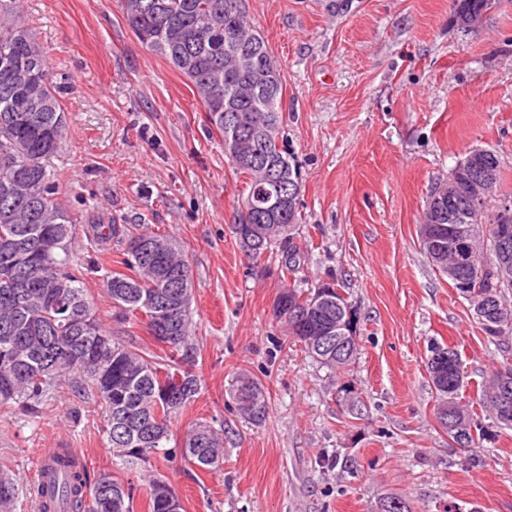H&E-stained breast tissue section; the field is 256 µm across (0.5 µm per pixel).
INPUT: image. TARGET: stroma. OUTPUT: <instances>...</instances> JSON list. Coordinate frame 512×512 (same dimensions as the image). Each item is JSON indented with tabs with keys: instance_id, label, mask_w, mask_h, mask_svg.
I'll return each mask as SVG.
<instances>
[{
	"instance_id": "obj_1",
	"label": "stroma",
	"mask_w": 512,
	"mask_h": 512,
	"mask_svg": "<svg viewBox=\"0 0 512 512\" xmlns=\"http://www.w3.org/2000/svg\"><path fill=\"white\" fill-rule=\"evenodd\" d=\"M286 86L284 143L302 175L298 267L247 259L232 231L245 191L204 122L186 78L125 23L120 0H25L50 67L65 74L68 135L55 161L58 199L75 216L103 214L185 242L201 391L172 423L224 442L216 469L181 456L117 469L105 402L82 372L59 377L29 422L0 414V462L24 493L40 457L74 449L91 476L133 484L148 512L146 473L165 476L183 512H374L385 496L414 512H512V428H491L464 454L437 423L427 371L433 343L457 349L463 403L512 350L489 344L468 302L429 264L424 203L473 147L495 151L512 189V0L482 23L456 25L453 0H245ZM332 280L357 313L359 354L333 371L287 337L279 290ZM114 336L150 353L146 325L114 323L106 281L85 282ZM262 383L268 415L238 407L240 381ZM362 400L352 415L346 396Z\"/></svg>"
}]
</instances>
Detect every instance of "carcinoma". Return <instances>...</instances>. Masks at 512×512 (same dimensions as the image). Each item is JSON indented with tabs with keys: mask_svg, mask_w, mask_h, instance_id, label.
Wrapping results in <instances>:
<instances>
[{
	"mask_svg": "<svg viewBox=\"0 0 512 512\" xmlns=\"http://www.w3.org/2000/svg\"><path fill=\"white\" fill-rule=\"evenodd\" d=\"M230 0H121L124 20L137 40L162 56L183 75L204 108L205 123L222 139L233 132L250 141L254 156H241L224 148L235 171L246 177L247 194L235 217L233 230L239 247L251 260L288 250L285 271L294 270L298 255L295 234L302 222L299 210L301 175L287 163L276 168V159H288L279 145L284 123V84L264 37L253 28L245 10L224 14ZM499 0H460L459 18L483 16ZM23 0H0V408L35 419L41 399L52 390L60 373L79 368L93 381L105 401L109 418L105 429L112 456L124 467L142 466L154 457L172 454L170 423L194 401L198 376L191 371L198 357L189 313L176 316L178 329L164 355L149 354L126 344L107 331L93 314L85 277L95 267L76 260L72 243L78 221L56 198L58 173L54 164L67 136L60 83L50 71L37 35L21 21ZM270 164L273 177L284 184L291 204L271 217L263 208L264 183L255 162ZM474 170L492 172L503 183V166L492 152L474 161ZM489 199L475 209L465 195L456 197L442 223L453 224L458 235L475 245L495 251L499 224L512 225V207L501 199ZM88 238L96 245L110 242L121 255L120 270L105 271L116 312L115 320L141 316L150 335L169 317L162 301L175 290L192 292V272L184 242L136 224H107L93 215ZM56 236L62 246L52 253L41 251V241ZM164 239L170 249L153 262L141 253V244ZM499 257L465 274L480 285L493 303L512 308V278L494 273ZM334 288L333 282L305 288H283L275 300L276 317L287 326L289 337L300 342L306 354L327 367L342 370L355 362L358 351L336 357V332L319 336L321 326L336 327L341 316L352 335H357L356 314L338 291L325 309L317 310L318 288ZM64 290L74 312L54 309L50 298ZM448 388L436 391L438 408H448V438L467 453L476 440L487 435L485 426L458 401L463 387L461 357L448 350ZM492 371L480 395V406L498 427L512 428V406L504 411L497 393L501 372ZM182 389L187 397L170 403L160 395V380ZM247 396L237 403L256 422L267 414L266 392L254 380L244 381ZM182 458L191 465L213 468L223 461V440L210 426L197 424L182 444ZM0 512H14L19 483L9 469L0 466ZM49 495L41 496L38 512H134L135 488L110 474L90 477L68 455H58L48 468ZM123 497L121 510L101 506L104 484ZM150 512H169V500H178L172 485L153 475L146 484ZM376 512H413L410 501L391 495L381 499Z\"/></svg>",
	"mask_w": 512,
	"mask_h": 512,
	"instance_id": "cac0c4a2",
	"label": "carcinoma"
}]
</instances>
